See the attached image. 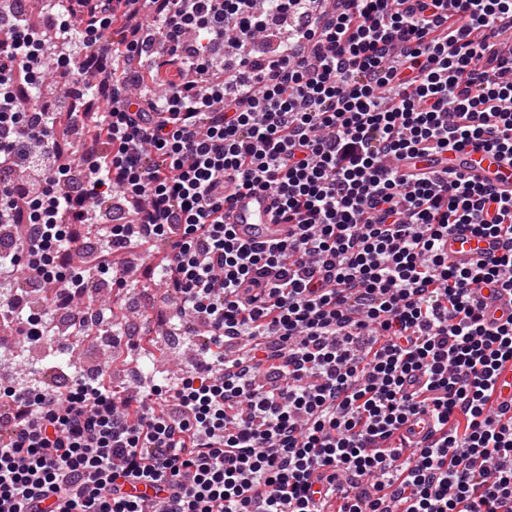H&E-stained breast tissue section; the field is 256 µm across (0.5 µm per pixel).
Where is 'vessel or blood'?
<instances>
[{
	"label": "vessel or blood",
	"instance_id": "1",
	"mask_svg": "<svg viewBox=\"0 0 512 512\" xmlns=\"http://www.w3.org/2000/svg\"><path fill=\"white\" fill-rule=\"evenodd\" d=\"M399 166L407 173L448 170L495 186L504 195L512 194V156L468 145L459 150L441 154H419L400 160ZM226 223L235 227L237 234L247 240L272 242L286 238L288 225L274 221V200L263 191H237L226 213ZM503 251V241L494 236H478L464 225L458 226L448 236V261L459 268L488 261ZM494 401L512 413V367H505L499 374ZM402 433L412 442H427L430 424L427 416L410 417Z\"/></svg>",
	"mask_w": 512,
	"mask_h": 512
}]
</instances>
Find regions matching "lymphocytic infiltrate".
Segmentation results:
<instances>
[{"label": "lymphocytic infiltrate", "instance_id": "obj_1", "mask_svg": "<svg viewBox=\"0 0 512 512\" xmlns=\"http://www.w3.org/2000/svg\"><path fill=\"white\" fill-rule=\"evenodd\" d=\"M67 0L0 41V323L53 342L79 305L85 235L112 254L181 233L160 267L191 374L142 392L70 378L0 387V512H512V416L490 407L512 361V196L404 156L478 143L512 155V0ZM154 22L142 52L137 17ZM119 39L103 38L110 24ZM73 113L111 146L64 147L28 112L72 32ZM117 68L104 70L108 59ZM175 67L161 95L146 71ZM270 192L288 239L247 243L225 186ZM504 240L459 268L457 225ZM46 304L27 318L28 293ZM424 413L439 436L407 447Z\"/></svg>", "mask_w": 512, "mask_h": 512}]
</instances>
